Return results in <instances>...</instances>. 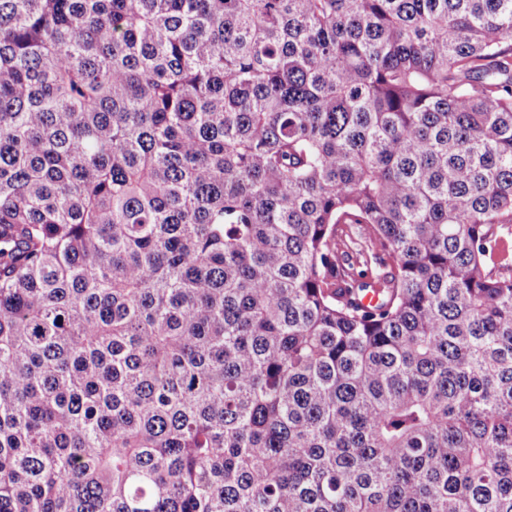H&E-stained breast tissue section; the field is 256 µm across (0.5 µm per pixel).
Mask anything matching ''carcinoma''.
Here are the masks:
<instances>
[{
  "label": "carcinoma",
  "mask_w": 512,
  "mask_h": 512,
  "mask_svg": "<svg viewBox=\"0 0 512 512\" xmlns=\"http://www.w3.org/2000/svg\"><path fill=\"white\" fill-rule=\"evenodd\" d=\"M0 512H512V0H0Z\"/></svg>",
  "instance_id": "cac0c4a2"
}]
</instances>
